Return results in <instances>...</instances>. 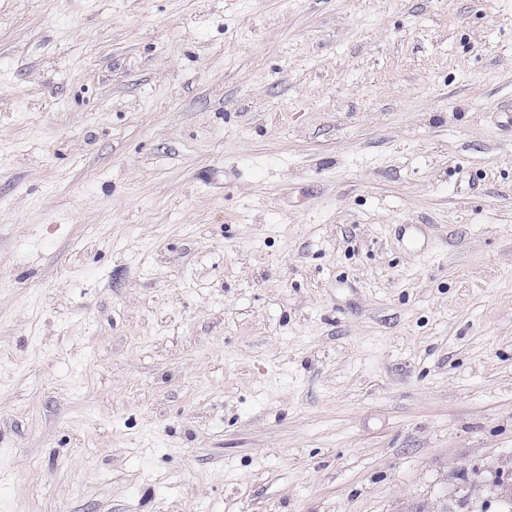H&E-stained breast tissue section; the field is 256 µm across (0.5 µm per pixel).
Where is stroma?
<instances>
[{
	"label": "stroma",
	"instance_id": "1",
	"mask_svg": "<svg viewBox=\"0 0 512 512\" xmlns=\"http://www.w3.org/2000/svg\"><path fill=\"white\" fill-rule=\"evenodd\" d=\"M506 107L512 0H0V512H512Z\"/></svg>",
	"mask_w": 512,
	"mask_h": 512
}]
</instances>
